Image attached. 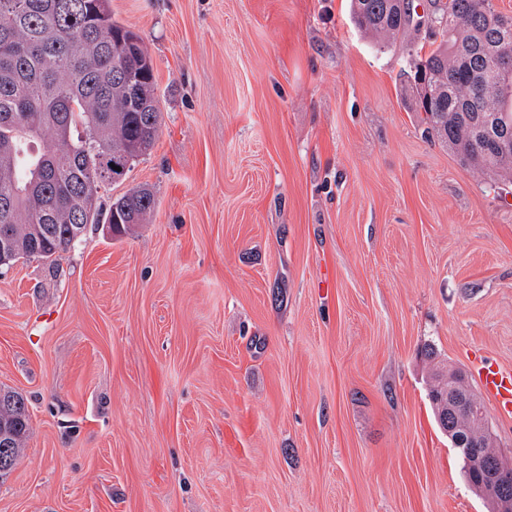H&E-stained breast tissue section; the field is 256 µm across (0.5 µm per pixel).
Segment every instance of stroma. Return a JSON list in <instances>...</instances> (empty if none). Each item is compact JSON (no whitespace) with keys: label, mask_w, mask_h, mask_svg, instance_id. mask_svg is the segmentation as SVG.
Returning <instances> with one entry per match:
<instances>
[{"label":"stroma","mask_w":512,"mask_h":512,"mask_svg":"<svg viewBox=\"0 0 512 512\" xmlns=\"http://www.w3.org/2000/svg\"><path fill=\"white\" fill-rule=\"evenodd\" d=\"M349 0H111L161 124L148 223L0 268L31 430L0 512H494L429 398L512 367V182L428 139Z\"/></svg>","instance_id":"stroma-1"}]
</instances>
